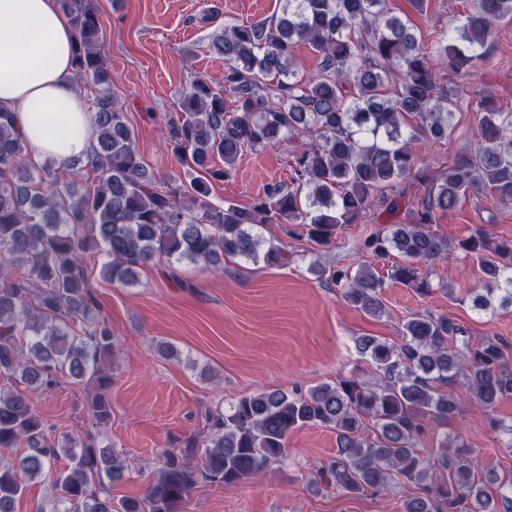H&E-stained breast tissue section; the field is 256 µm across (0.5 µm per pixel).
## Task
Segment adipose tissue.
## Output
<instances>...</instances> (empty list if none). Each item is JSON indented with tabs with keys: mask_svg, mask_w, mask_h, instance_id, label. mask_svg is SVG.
<instances>
[{
	"mask_svg": "<svg viewBox=\"0 0 512 512\" xmlns=\"http://www.w3.org/2000/svg\"><path fill=\"white\" fill-rule=\"evenodd\" d=\"M0 107L35 163H59L94 140L90 104L72 65V24L61 0H0Z\"/></svg>",
	"mask_w": 512,
	"mask_h": 512,
	"instance_id": "obj_1",
	"label": "adipose tissue"
}]
</instances>
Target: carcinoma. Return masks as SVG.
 I'll list each match as a JSON object with an SVG mask.
<instances>
[{
    "instance_id": "obj_1",
    "label": "carcinoma",
    "mask_w": 512,
    "mask_h": 512,
    "mask_svg": "<svg viewBox=\"0 0 512 512\" xmlns=\"http://www.w3.org/2000/svg\"><path fill=\"white\" fill-rule=\"evenodd\" d=\"M96 0H61L75 42V80L93 95L96 138L84 166L95 185L79 193L60 183L57 163L31 172L29 146L11 113L0 111V448L27 444L14 462L0 464V512H15L28 485L60 456L68 465L53 479L50 512H180L199 481L238 484L259 476L286 450L289 433L303 426L336 431V455L321 468L327 486L345 493L391 488L399 478L425 485L404 512H512V483L501 507L475 481L474 463L420 449L422 420L445 424L459 410L452 389L461 380L477 402L494 408L512 394V355L498 339L474 349L449 343L464 330L446 315L415 313L401 342L358 341L382 378L372 387L356 377L322 383L307 394L258 391L239 397L230 412L210 418L200 461L168 459L142 499L118 502L102 480L121 478L127 460L101 440L47 437L33 395L49 394L59 378L91 381L88 403L95 425L111 417L112 326L100 314L85 277V258L101 256L103 276L124 286L155 258L224 269L241 258L271 267L288 265V252L262 240L259 224H283L289 237L305 234L317 247L378 205L399 210L398 183L412 176L428 186L416 205L404 203L406 220L368 234L361 249L387 268L313 266L318 277L343 289L344 299L370 316L384 310L386 281L425 295L429 269L448 256V239L433 230L439 216L478 192L512 204V109L492 100L478 104L474 149L456 155L432 176L418 166L415 146L448 139L457 90H438L432 57L457 74L486 56L495 26L512 18V0H474L473 8L432 50L424 47L410 12L427 0H279L278 13L250 25L224 27L211 46L224 57V87L231 99L202 80L184 94L179 115L167 122L174 153L193 170L229 179L246 150L274 146L290 136L312 140L293 156L290 189L269 185L249 207L218 208L200 176L187 187H168L141 160L133 130L112 97V73L101 55L103 31ZM316 53L313 77L293 69L296 49ZM224 168L212 169V160ZM489 213L456 249L482 272L471 289L478 310L512 304V239H495ZM400 260H394V257ZM80 324L81 334L72 333ZM452 472L450 484H432V470Z\"/></svg>"
}]
</instances>
